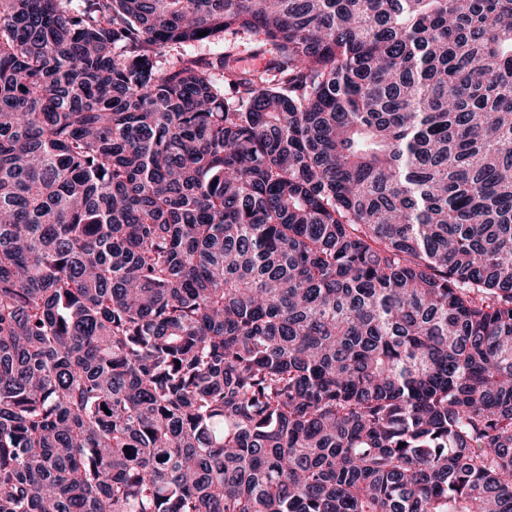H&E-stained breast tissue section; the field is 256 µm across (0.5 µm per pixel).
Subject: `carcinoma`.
<instances>
[{
	"instance_id": "1",
	"label": "carcinoma",
	"mask_w": 512,
	"mask_h": 512,
	"mask_svg": "<svg viewBox=\"0 0 512 512\" xmlns=\"http://www.w3.org/2000/svg\"><path fill=\"white\" fill-rule=\"evenodd\" d=\"M0 512H512V0H0ZM223 50L236 59L239 66L247 69L263 71L268 63L267 58L252 53L249 45L243 42H225Z\"/></svg>"
}]
</instances>
